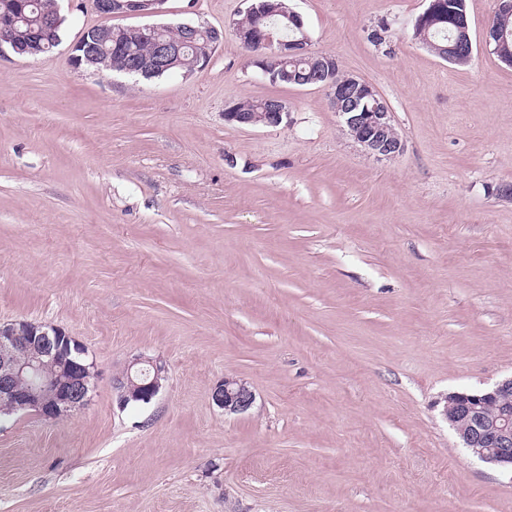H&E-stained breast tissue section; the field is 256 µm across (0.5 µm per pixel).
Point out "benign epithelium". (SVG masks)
Masks as SVG:
<instances>
[{
    "label": "benign epithelium",
    "instance_id": "obj_1",
    "mask_svg": "<svg viewBox=\"0 0 512 512\" xmlns=\"http://www.w3.org/2000/svg\"><path fill=\"white\" fill-rule=\"evenodd\" d=\"M166 0H94L95 10L104 16L131 14L149 10L163 12ZM32 0H5L0 12V31L15 29L26 18L25 10ZM292 28L301 37L291 40L274 39L263 29L250 31L235 29L243 45L260 49L256 64L263 75L291 57L308 56L316 59L317 76L336 111L343 117L346 134L364 151L378 160L392 159L403 149L402 139L394 123L387 101L370 83L346 76L340 82L332 76L334 58L325 53H313L304 30L302 16L288 14ZM28 41L42 52L57 43L53 27L43 23L27 33ZM222 39V32L212 29L205 49L196 53L195 65L205 67ZM125 55L124 71L144 72L147 69H165L179 54L182 45L169 41H154L153 54L139 59L123 50L122 30L113 26H98L86 30L73 46L70 62L76 68H90L99 63L96 49L107 42ZM502 37L498 29L488 27L485 49L496 54L511 66L512 58L501 53ZM451 55L472 56L473 44L466 16L459 13L455 19V36L448 46ZM288 116L286 105L278 98L261 112L228 111L225 117L241 126H278ZM85 354L84 347L58 328H46L27 321L0 324V410L7 412L35 411L44 418L56 419L85 408L91 401L95 380L99 376L94 362L69 358L66 348ZM165 366L158 360L146 362L137 359L121 375L113 378L112 389L117 405L125 409L131 403H150L159 393ZM213 403L230 414L248 411L255 403V393L246 383L226 378L215 387ZM443 415L455 431L462 447L481 460L512 469V377L489 389L455 391L444 398Z\"/></svg>",
    "mask_w": 512,
    "mask_h": 512
}]
</instances>
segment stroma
<instances>
[{
    "instance_id": "1",
    "label": "stroma",
    "mask_w": 512,
    "mask_h": 512,
    "mask_svg": "<svg viewBox=\"0 0 512 512\" xmlns=\"http://www.w3.org/2000/svg\"><path fill=\"white\" fill-rule=\"evenodd\" d=\"M312 51L372 84L402 152L351 140L316 86L271 83L234 33L248 0L98 14L0 53V323L78 340L99 378L58 420L0 413V512H512V471L462 448L441 398L512 375V67L467 0L459 67L411 37L425 0H288ZM203 23L209 64L149 81L74 68L104 25ZM387 24L389 45L371 29ZM275 97L276 127L225 119ZM166 379L119 409L136 358ZM255 393L213 404L225 378ZM61 25L62 22L56 32L58 40L54 38L52 25H49L47 22L43 23L41 27H39L38 29L30 30L29 33H25V36L27 35L28 41L36 45L41 52H45L47 50L52 49V46L55 45L57 42L59 44ZM213 403L224 410V413L239 414L248 411L255 403V393L246 383L225 378L215 387L211 395Z\"/></svg>"
}]
</instances>
